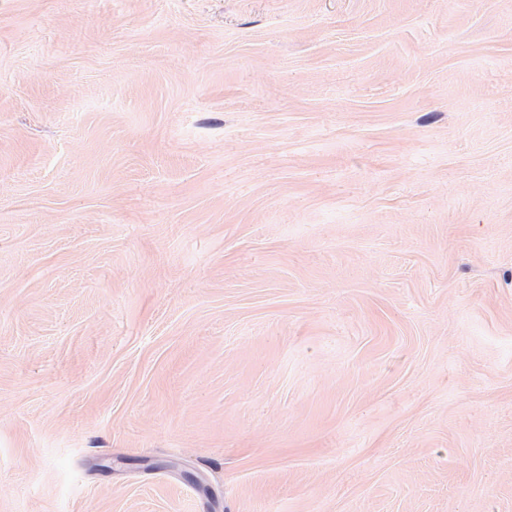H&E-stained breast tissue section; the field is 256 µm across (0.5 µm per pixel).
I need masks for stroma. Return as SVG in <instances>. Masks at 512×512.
<instances>
[{
  "instance_id": "35a3bbf8",
  "label": "stroma",
  "mask_w": 512,
  "mask_h": 512,
  "mask_svg": "<svg viewBox=\"0 0 512 512\" xmlns=\"http://www.w3.org/2000/svg\"><path fill=\"white\" fill-rule=\"evenodd\" d=\"M0 512H512V0H0Z\"/></svg>"
}]
</instances>
